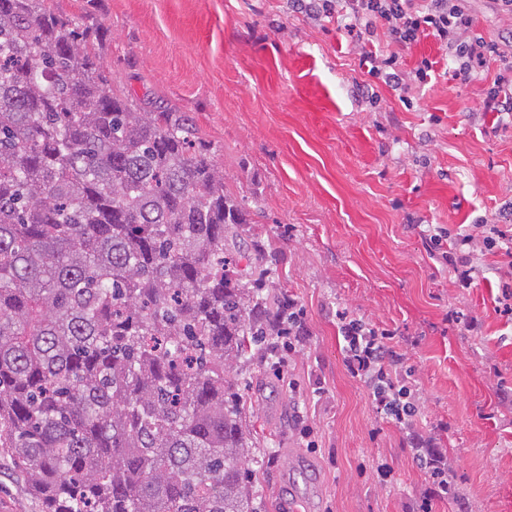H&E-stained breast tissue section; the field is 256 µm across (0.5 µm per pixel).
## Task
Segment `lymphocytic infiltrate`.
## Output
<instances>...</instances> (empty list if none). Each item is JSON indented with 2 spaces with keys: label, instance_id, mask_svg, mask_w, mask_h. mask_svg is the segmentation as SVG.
Segmentation results:
<instances>
[{
  "label": "lymphocytic infiltrate",
  "instance_id": "lymphocytic-infiltrate-1",
  "mask_svg": "<svg viewBox=\"0 0 512 512\" xmlns=\"http://www.w3.org/2000/svg\"><path fill=\"white\" fill-rule=\"evenodd\" d=\"M469 0H309L304 9L316 15L337 17L359 41H371L378 29H386L392 42L410 47L424 37H433L447 60L456 62V74L470 81L489 63L497 73L486 98L490 112H512V50H503L499 42L472 35L473 18ZM484 248L512 258V235L497 227L477 225L475 233L459 237L445 259L469 285L473 271L468 251L474 240ZM288 326L273 337L271 353L276 358L295 353L308 336L304 312L296 300H289ZM339 330L345 342V366L354 378L369 390L376 410L404 431L412 440V460L429 473L432 486L421 500L420 512H432L433 502L448 496V458L433 441L423 440L417 430L418 399L405 380L400 366L403 357L390 345L391 333L338 312Z\"/></svg>",
  "mask_w": 512,
  "mask_h": 512
}]
</instances>
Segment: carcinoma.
<instances>
[{"label":"carcinoma","instance_id":"carcinoma-1","mask_svg":"<svg viewBox=\"0 0 512 512\" xmlns=\"http://www.w3.org/2000/svg\"><path fill=\"white\" fill-rule=\"evenodd\" d=\"M99 23L0 0V448L44 512H255L230 369L276 255L178 112L112 89Z\"/></svg>","mask_w":512,"mask_h":512}]
</instances>
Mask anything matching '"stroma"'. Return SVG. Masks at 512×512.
<instances>
[{
    "label": "stroma",
    "mask_w": 512,
    "mask_h": 512,
    "mask_svg": "<svg viewBox=\"0 0 512 512\" xmlns=\"http://www.w3.org/2000/svg\"><path fill=\"white\" fill-rule=\"evenodd\" d=\"M52 4L102 25L113 89L189 118L254 213L250 234L280 255L266 292L305 312L308 339L282 369L258 348L231 372L247 401L259 512H418L432 485L348 373L343 309L392 331L406 356L417 431L447 449L454 484L433 512H512V318L499 311L512 260L475 248L465 288L421 231L453 239L484 222L512 234V119L484 109L496 65L464 83L433 38L398 49L382 30L362 43L289 0ZM470 9L474 33L512 35L493 0ZM374 51L398 52L408 71L435 61L411 106L369 74ZM0 512H42L2 453Z\"/></svg>",
    "instance_id": "stroma-1"
}]
</instances>
